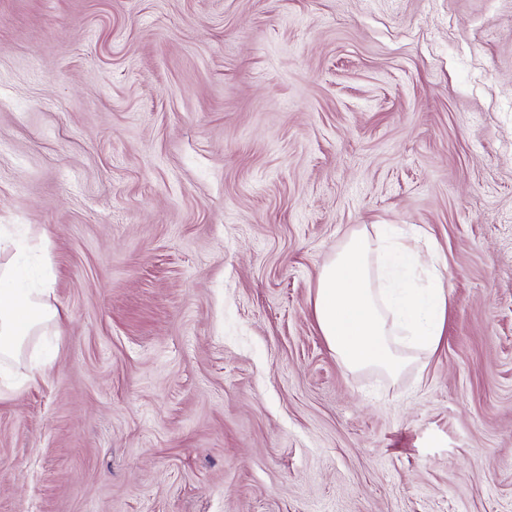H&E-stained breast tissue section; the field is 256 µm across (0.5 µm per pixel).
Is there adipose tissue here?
I'll use <instances>...</instances> for the list:
<instances>
[{"instance_id":"adipose-tissue-1","label":"adipose tissue","mask_w":512,"mask_h":512,"mask_svg":"<svg viewBox=\"0 0 512 512\" xmlns=\"http://www.w3.org/2000/svg\"><path fill=\"white\" fill-rule=\"evenodd\" d=\"M418 254L401 228L373 248L367 229L352 230L321 266L313 303L318 328L348 369L379 368L398 376L408 349L434 352L443 335L447 282L414 280ZM48 284L18 283L11 264H0V379L18 361L30 336L60 320L48 303Z\"/></svg>"}]
</instances>
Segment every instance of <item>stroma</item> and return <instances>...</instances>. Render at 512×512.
<instances>
[{
  "mask_svg": "<svg viewBox=\"0 0 512 512\" xmlns=\"http://www.w3.org/2000/svg\"><path fill=\"white\" fill-rule=\"evenodd\" d=\"M1 224L0 512H512V0H0ZM374 224L449 274L396 377L313 313ZM52 289L47 283L25 286L16 281L10 264H0V379H7L9 366L19 360L30 336L48 323H60V314L45 297Z\"/></svg>",
  "mask_w": 512,
  "mask_h": 512,
  "instance_id": "1",
  "label": "stroma"
}]
</instances>
